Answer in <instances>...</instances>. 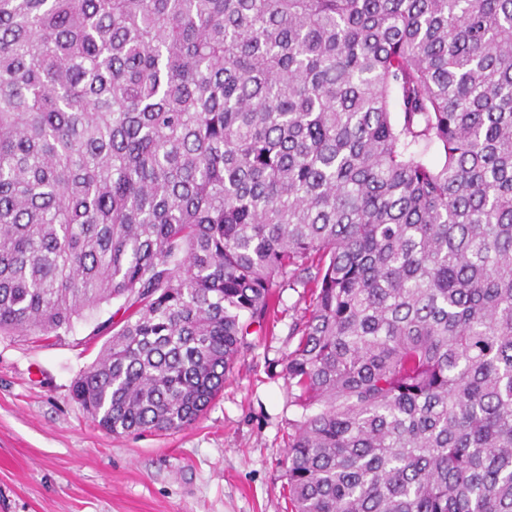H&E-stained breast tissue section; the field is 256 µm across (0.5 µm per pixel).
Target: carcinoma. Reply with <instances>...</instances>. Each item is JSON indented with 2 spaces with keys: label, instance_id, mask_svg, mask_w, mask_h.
I'll list each match as a JSON object with an SVG mask.
<instances>
[{
  "label": "carcinoma",
  "instance_id": "obj_1",
  "mask_svg": "<svg viewBox=\"0 0 512 512\" xmlns=\"http://www.w3.org/2000/svg\"><path fill=\"white\" fill-rule=\"evenodd\" d=\"M279 288L292 512H512V0H0V332L174 431Z\"/></svg>",
  "mask_w": 512,
  "mask_h": 512
}]
</instances>
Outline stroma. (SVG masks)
I'll return each instance as SVG.
<instances>
[{
    "instance_id": "35a3bbf8",
    "label": "stroma",
    "mask_w": 512,
    "mask_h": 512,
    "mask_svg": "<svg viewBox=\"0 0 512 512\" xmlns=\"http://www.w3.org/2000/svg\"><path fill=\"white\" fill-rule=\"evenodd\" d=\"M118 307L59 337L0 333V512H291L288 436L302 409L280 372L305 315L299 291L281 290L274 326L250 335L192 425L142 436L102 430L71 393Z\"/></svg>"
}]
</instances>
